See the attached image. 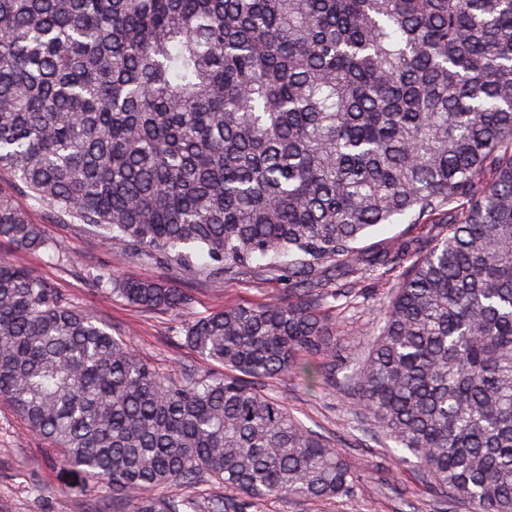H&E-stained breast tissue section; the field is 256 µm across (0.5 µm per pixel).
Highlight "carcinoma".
I'll return each mask as SVG.
<instances>
[{"instance_id":"carcinoma-1","label":"carcinoma","mask_w":512,"mask_h":512,"mask_svg":"<svg viewBox=\"0 0 512 512\" xmlns=\"http://www.w3.org/2000/svg\"><path fill=\"white\" fill-rule=\"evenodd\" d=\"M148 259L229 282L265 261L288 298L198 316L223 372L176 382L0 259V397L132 512H198L207 476L253 506L359 477L261 381H339L364 430L443 505L512 512V0H0V173ZM434 234L357 247L402 217ZM63 246L0 193V239ZM396 278L361 360L328 310ZM145 311L169 282L99 275ZM181 493L184 496L195 498L201 506V511L207 512L208 501L213 498L224 497L225 500L235 501L241 498L239 494L230 489H225L224 486L215 484L207 478H202L201 481L193 484L192 486L184 488H159L153 492L155 497H167L170 495Z\"/></svg>"}]
</instances>
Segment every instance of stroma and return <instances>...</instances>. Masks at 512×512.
Returning <instances> with one entry per match:
<instances>
[{
	"instance_id": "stroma-1",
	"label": "stroma",
	"mask_w": 512,
	"mask_h": 512,
	"mask_svg": "<svg viewBox=\"0 0 512 512\" xmlns=\"http://www.w3.org/2000/svg\"><path fill=\"white\" fill-rule=\"evenodd\" d=\"M0 191L16 196L33 223L65 252L58 258L18 251L0 240V257L26 266L74 306L102 318L114 335L175 380L214 372L213 364L182 345L185 315L144 312L123 298L106 296L92 286L102 270L146 280H166L194 297L192 313L203 316L227 305L266 303L283 297V281L248 273L229 282L205 271L187 273L162 260L132 256L121 245L102 238L85 224L57 219L50 208L20 195L9 175L0 176ZM364 302L336 313V348L349 359L364 357L377 334L376 319L393 283L368 279ZM267 391L283 402L306 426L338 440L346 463L360 477L353 495L329 500L295 496L270 497L250 512H438L418 471L400 464L375 441L356 445L349 400L329 385L308 386L302 375L288 373L267 381ZM110 488L92 481L61 461L48 441L28 431L10 403L0 398V512H129Z\"/></svg>"
}]
</instances>
